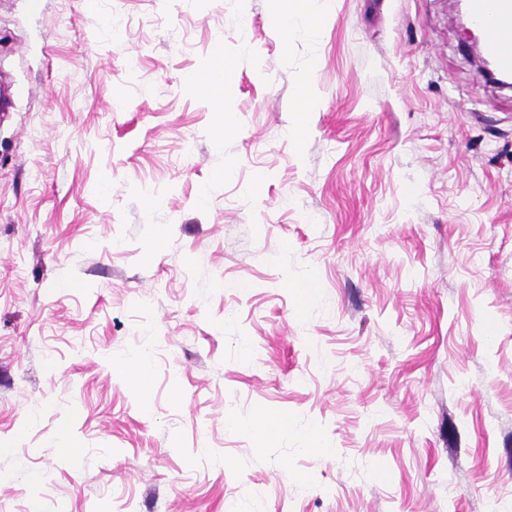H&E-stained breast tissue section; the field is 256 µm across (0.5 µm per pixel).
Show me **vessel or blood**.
I'll list each match as a JSON object with an SVG mask.
<instances>
[{"instance_id": "1", "label": "vessel or blood", "mask_w": 512, "mask_h": 512, "mask_svg": "<svg viewBox=\"0 0 512 512\" xmlns=\"http://www.w3.org/2000/svg\"><path fill=\"white\" fill-rule=\"evenodd\" d=\"M471 23L483 37L485 55L512 74V0H471Z\"/></svg>"}]
</instances>
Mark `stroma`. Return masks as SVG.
Wrapping results in <instances>:
<instances>
[{"label": "stroma", "mask_w": 512, "mask_h": 512, "mask_svg": "<svg viewBox=\"0 0 512 512\" xmlns=\"http://www.w3.org/2000/svg\"><path fill=\"white\" fill-rule=\"evenodd\" d=\"M289 6L0 0V512H512V91L452 0ZM297 19H304L309 25L317 26L319 16L314 12H306L304 10L295 11L288 9L277 15L274 22L278 31L285 38H288V33L292 30V27Z\"/></svg>", "instance_id": "35a3bbf8"}]
</instances>
